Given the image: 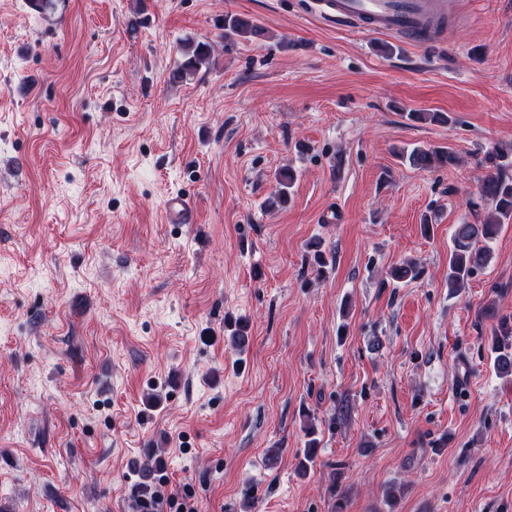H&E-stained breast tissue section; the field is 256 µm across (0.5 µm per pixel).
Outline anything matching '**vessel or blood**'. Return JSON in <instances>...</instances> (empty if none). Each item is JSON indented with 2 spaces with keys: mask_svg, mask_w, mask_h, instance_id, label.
<instances>
[{
  "mask_svg": "<svg viewBox=\"0 0 512 512\" xmlns=\"http://www.w3.org/2000/svg\"><path fill=\"white\" fill-rule=\"evenodd\" d=\"M314 13L329 24L396 35L418 41L433 14L431 0H310Z\"/></svg>",
  "mask_w": 512,
  "mask_h": 512,
  "instance_id": "1",
  "label": "vessel or blood"
}]
</instances>
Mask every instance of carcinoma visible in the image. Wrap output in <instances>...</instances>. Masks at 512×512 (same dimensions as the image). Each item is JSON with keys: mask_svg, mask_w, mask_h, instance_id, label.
Wrapping results in <instances>:
<instances>
[{"mask_svg": "<svg viewBox=\"0 0 512 512\" xmlns=\"http://www.w3.org/2000/svg\"><path fill=\"white\" fill-rule=\"evenodd\" d=\"M263 29L258 24L238 15L224 16V39H250L261 36ZM184 60L173 71L176 78L195 74L206 67L211 59V46L205 42L184 47ZM411 166L436 169L457 163L456 153L447 147L428 149L414 148L407 155ZM487 169L479 186V199L486 215L475 223L455 225L451 235L452 248L448 256V288L459 292L466 287L475 272L482 269L489 258V243L494 241L505 222L512 220V153L494 148L482 158ZM421 273L415 263L394 268L391 279L403 283L416 279ZM500 338L496 340L495 363L501 371L512 373V317L498 319Z\"/></svg>", "mask_w": 512, "mask_h": 512, "instance_id": "cac0c4a2", "label": "carcinoma"}]
</instances>
